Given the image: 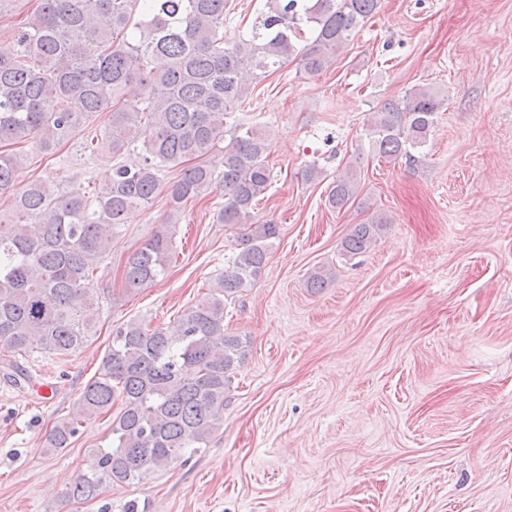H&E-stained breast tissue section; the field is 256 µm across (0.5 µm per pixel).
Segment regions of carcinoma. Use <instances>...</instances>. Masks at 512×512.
<instances>
[{"instance_id":"carcinoma-1","label":"carcinoma","mask_w":512,"mask_h":512,"mask_svg":"<svg viewBox=\"0 0 512 512\" xmlns=\"http://www.w3.org/2000/svg\"><path fill=\"white\" fill-rule=\"evenodd\" d=\"M378 0H269L260 31L224 42V0H38L12 33L16 54L0 55V144L38 141L52 150L83 119L109 112L103 134L90 141L115 164L111 182L94 196L37 180L14 193L13 214L0 220V345L14 355L70 356L95 335L83 318L84 288L94 265L112 248L129 212L163 190L164 224L125 261L129 294L164 275L171 228L183 206L223 191L220 224L239 229V248L224 275L169 329L130 320L118 328L98 375L48 438L67 448L78 424L112 409L111 439L97 449L100 469L78 477L68 492L77 503L110 482L141 481L207 444L223 425L232 374L249 342L224 329V300L260 277L279 225L251 224L252 209L271 184L269 132L227 127L251 80L298 59L305 71L329 66ZM442 99L416 86L388 99L370 117L372 150L389 161H416ZM143 154L123 160L136 143ZM222 170L207 161L219 144ZM23 155L0 151V194L13 188ZM162 183L166 167L183 163ZM350 167L329 185L325 203L343 210L356 200ZM383 215L357 224L344 249L365 251L387 228Z\"/></svg>"}]
</instances>
